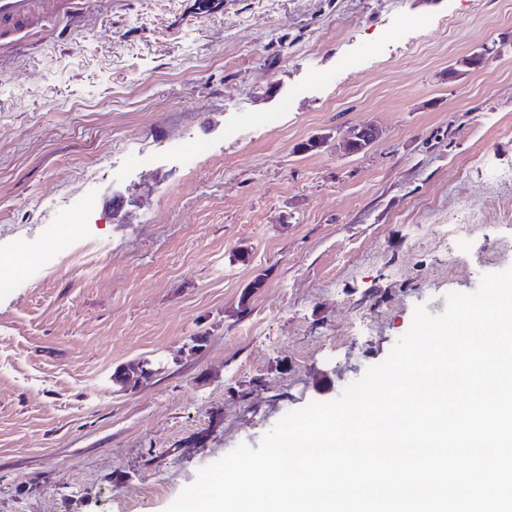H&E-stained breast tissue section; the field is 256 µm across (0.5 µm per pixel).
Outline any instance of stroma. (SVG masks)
Instances as JSON below:
<instances>
[{"instance_id": "35a3bbf8", "label": "stroma", "mask_w": 512, "mask_h": 512, "mask_svg": "<svg viewBox=\"0 0 512 512\" xmlns=\"http://www.w3.org/2000/svg\"><path fill=\"white\" fill-rule=\"evenodd\" d=\"M59 26L0 47V249L26 245L0 265V512H165L512 267V0H86ZM379 137V132L372 127L358 128L343 145L348 154H357L371 146ZM153 370L148 367V364L145 363L141 365L138 371L128 367L124 369V367H120L116 369L113 374V381L122 387L134 388L140 383L146 381L153 375ZM131 385V387H129Z\"/></svg>"}]
</instances>
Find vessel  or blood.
Returning a JSON list of instances; mask_svg holds the SVG:
<instances>
[{
	"instance_id": "b4317fda",
	"label": "vessel or blood",
	"mask_w": 512,
	"mask_h": 512,
	"mask_svg": "<svg viewBox=\"0 0 512 512\" xmlns=\"http://www.w3.org/2000/svg\"><path fill=\"white\" fill-rule=\"evenodd\" d=\"M81 0H0V46L11 48L33 40L45 23L67 18Z\"/></svg>"
}]
</instances>
